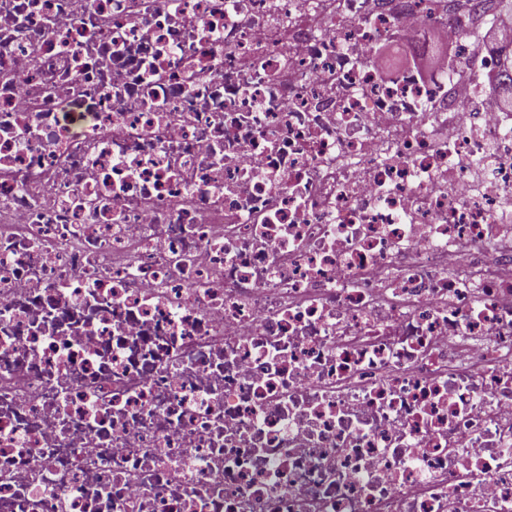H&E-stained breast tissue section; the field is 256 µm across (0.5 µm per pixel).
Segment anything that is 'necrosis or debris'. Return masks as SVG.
I'll use <instances>...</instances> for the list:
<instances>
[{"label": "necrosis or debris", "mask_w": 512, "mask_h": 512, "mask_svg": "<svg viewBox=\"0 0 512 512\" xmlns=\"http://www.w3.org/2000/svg\"><path fill=\"white\" fill-rule=\"evenodd\" d=\"M488 17L0 0V512H512ZM433 38L443 44V52H437L432 57H424L417 60L416 68L420 70V72L424 76H432L435 71L440 67L441 63L445 58L452 52V47L448 44L445 36L437 31V35L434 34Z\"/></svg>", "instance_id": "necrosis-or-debris-1"}]
</instances>
